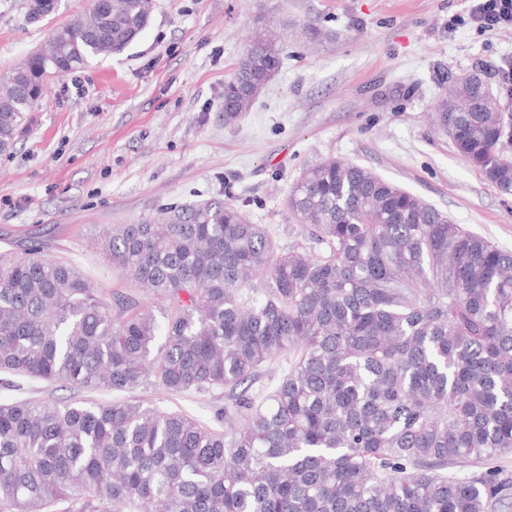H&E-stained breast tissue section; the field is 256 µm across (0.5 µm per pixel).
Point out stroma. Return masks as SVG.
<instances>
[{"label":"stroma","mask_w":512,"mask_h":512,"mask_svg":"<svg viewBox=\"0 0 512 512\" xmlns=\"http://www.w3.org/2000/svg\"><path fill=\"white\" fill-rule=\"evenodd\" d=\"M31 0H0V75L52 30L89 14L59 0L29 19ZM468 0H154L148 26L122 54L52 77L0 155V251L49 229L44 252L97 287L130 290L94 246L106 224H134L167 204L248 199L252 223L281 246L302 238L286 198L304 169L330 157L368 168L512 252V195L458 155L434 110L449 83L480 72L491 87L512 55V28L478 30ZM313 22L320 43L301 33ZM277 27L287 58L237 122H224V83L261 24ZM58 383L24 376L0 385V404L66 399ZM207 425L224 393H133Z\"/></svg>","instance_id":"obj_1"}]
</instances>
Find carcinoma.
<instances>
[{
  "mask_svg": "<svg viewBox=\"0 0 512 512\" xmlns=\"http://www.w3.org/2000/svg\"><path fill=\"white\" fill-rule=\"evenodd\" d=\"M152 0L56 28L4 79L0 154L51 72L126 51ZM263 27L224 82L237 121L281 65ZM458 154L512 194V113L476 73L435 106ZM284 249L245 204L106 224V293L35 243L0 252V383L227 392L213 428L141 400L0 404V512H512V253L353 162L306 169ZM162 307L154 313L150 300ZM161 345H156V342ZM287 361L271 388L258 369Z\"/></svg>",
  "mask_w": 512,
  "mask_h": 512,
  "instance_id": "1",
  "label": "carcinoma"
}]
</instances>
